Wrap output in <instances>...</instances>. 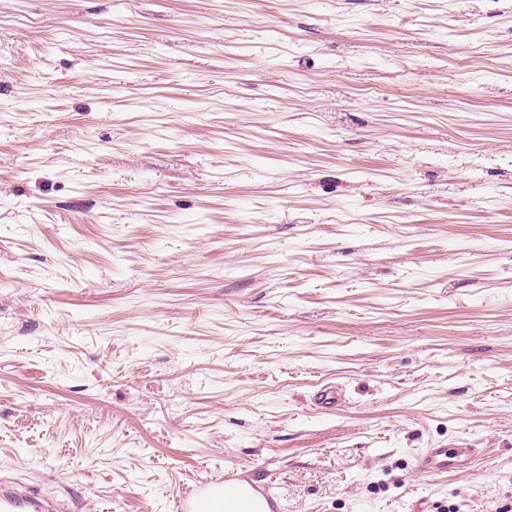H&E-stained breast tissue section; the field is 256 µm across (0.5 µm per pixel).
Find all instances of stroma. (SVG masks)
<instances>
[{"mask_svg":"<svg viewBox=\"0 0 512 512\" xmlns=\"http://www.w3.org/2000/svg\"><path fill=\"white\" fill-rule=\"evenodd\" d=\"M0 472L512 512V0H0ZM452 448H425L414 456L415 469L424 474L445 473L478 453V448H471L464 438H460Z\"/></svg>","mask_w":512,"mask_h":512,"instance_id":"obj_1","label":"stroma"}]
</instances>
